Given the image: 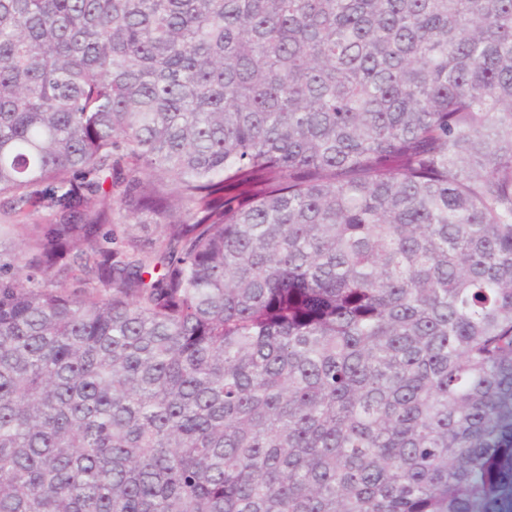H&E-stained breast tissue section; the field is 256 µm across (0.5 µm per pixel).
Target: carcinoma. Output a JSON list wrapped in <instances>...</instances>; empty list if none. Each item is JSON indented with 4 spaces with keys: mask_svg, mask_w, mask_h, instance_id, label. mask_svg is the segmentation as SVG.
<instances>
[{
    "mask_svg": "<svg viewBox=\"0 0 512 512\" xmlns=\"http://www.w3.org/2000/svg\"><path fill=\"white\" fill-rule=\"evenodd\" d=\"M14 235L0 512H512V0H0Z\"/></svg>",
    "mask_w": 512,
    "mask_h": 512,
    "instance_id": "1",
    "label": "carcinoma"
}]
</instances>
